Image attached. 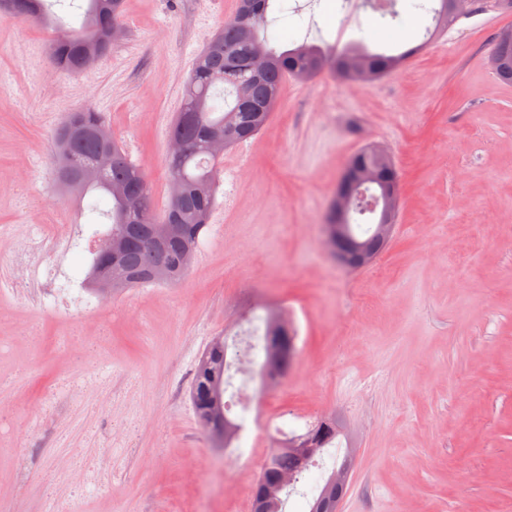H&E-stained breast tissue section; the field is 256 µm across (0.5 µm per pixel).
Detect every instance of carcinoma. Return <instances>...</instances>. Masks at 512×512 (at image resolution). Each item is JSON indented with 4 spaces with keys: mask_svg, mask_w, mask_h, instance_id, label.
<instances>
[{
    "mask_svg": "<svg viewBox=\"0 0 512 512\" xmlns=\"http://www.w3.org/2000/svg\"><path fill=\"white\" fill-rule=\"evenodd\" d=\"M80 28L64 30L52 46L55 68L64 72L88 67V57L106 55L120 28L123 0H85ZM288 0H240L234 16L215 33L197 56L185 84L180 112L172 122L168 140L184 146L178 157H167L170 184L179 194L170 195L163 209L154 207L145 170L134 162L120 144L99 139L86 131L105 125L104 117L91 107L71 113L55 136L54 162L62 184L79 200H87L85 211L95 224H107L105 237L114 244V255H94L88 274L90 282L110 288L116 294L144 284L180 283L194 263L193 246L207 233L215 206L217 164L224 155L213 154L208 138L224 137V148L253 138L269 122L284 83L290 77L315 78L329 70L345 79H381L397 71L415 49L395 53L373 50L363 41L341 50L323 38L304 40L290 47L280 46L272 32L277 16L288 13ZM440 24L446 32L461 16L453 0H438ZM4 17L19 21L53 22L47 0H7ZM427 11L423 0H396L390 12H378L380 26L398 21L402 12ZM491 59L492 70L504 84H512V29L500 31ZM348 165L373 170L379 181L368 183V197L383 190L395 171L385 166L367 149L351 157ZM374 211L354 198L347 217L349 233L365 250L376 256L388 238L372 229ZM268 329L264 344L251 350L246 364L228 360V344L215 338L202 352L190 398L198 421L222 447H231L224 416V386L239 391L257 380L266 387L288 372L295 357L294 337L283 329L275 311L266 313ZM307 453L290 444L271 451L262 464L251 490L252 512H285L287 502L280 497L282 487L292 478L299 482L306 472L300 461ZM354 455L344 456L325 479L320 498L310 501L309 512H322L319 503L336 492V476L352 469Z\"/></svg>",
    "mask_w": 512,
    "mask_h": 512,
    "instance_id": "cac0c4a2",
    "label": "carcinoma"
}]
</instances>
